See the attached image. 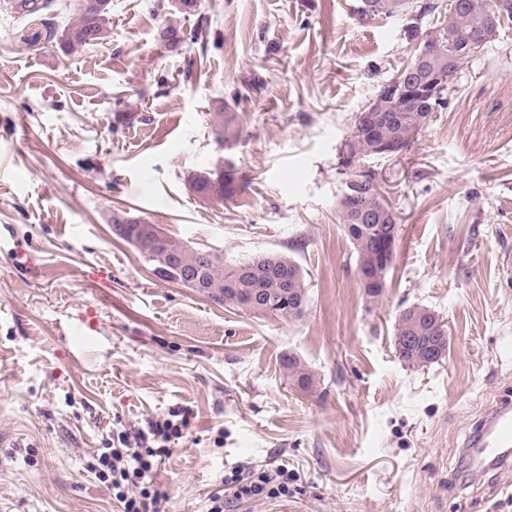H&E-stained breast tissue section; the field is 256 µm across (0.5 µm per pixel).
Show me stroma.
Returning <instances> with one entry per match:
<instances>
[{
	"label": "stroma",
	"instance_id": "35a3bbf8",
	"mask_svg": "<svg viewBox=\"0 0 512 512\" xmlns=\"http://www.w3.org/2000/svg\"><path fill=\"white\" fill-rule=\"evenodd\" d=\"M0 0V512H115L86 468L122 425L188 410L159 478L167 512H204L224 472L287 464L285 501L237 512H512V462L472 475L486 410L512 401V19L459 63L447 104L400 157L364 158L400 225L378 302L340 221L356 112L412 57L404 17L362 0H112L111 33L65 53L81 0ZM210 23L167 51V24ZM237 114L220 145L210 115ZM233 164L224 202L187 187ZM235 263L278 252L309 282L302 315L219 306L156 278L112 210ZM425 306L448 356L393 348ZM300 357L311 388L284 377Z\"/></svg>",
	"mask_w": 512,
	"mask_h": 512
}]
</instances>
